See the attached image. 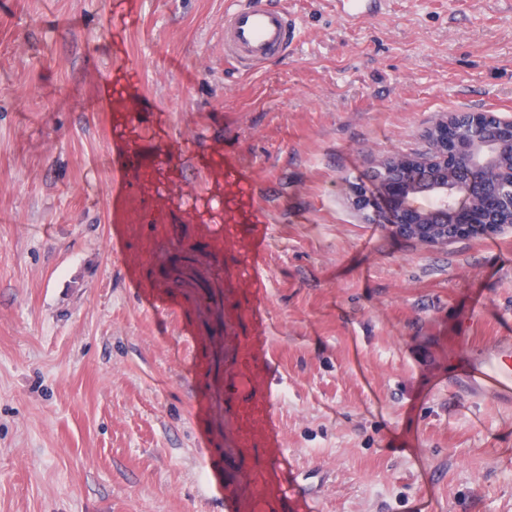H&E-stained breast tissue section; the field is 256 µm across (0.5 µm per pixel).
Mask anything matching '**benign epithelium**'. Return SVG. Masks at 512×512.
<instances>
[{
  "label": "benign epithelium",
  "mask_w": 512,
  "mask_h": 512,
  "mask_svg": "<svg viewBox=\"0 0 512 512\" xmlns=\"http://www.w3.org/2000/svg\"><path fill=\"white\" fill-rule=\"evenodd\" d=\"M425 141L423 151L377 160V169L389 173L385 187L399 201L382 223L430 247L511 228L512 121L489 113H448L427 129ZM453 145L456 161L450 167ZM412 195L432 196L439 206L411 205Z\"/></svg>",
  "instance_id": "obj_1"
}]
</instances>
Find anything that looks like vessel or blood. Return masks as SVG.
I'll return each instance as SVG.
<instances>
[{
    "instance_id": "1",
    "label": "vessel or blood",
    "mask_w": 512,
    "mask_h": 512,
    "mask_svg": "<svg viewBox=\"0 0 512 512\" xmlns=\"http://www.w3.org/2000/svg\"><path fill=\"white\" fill-rule=\"evenodd\" d=\"M340 16L357 23L379 15L386 0H338ZM296 44V26L285 0H225L224 56L250 71L272 58H284ZM473 388L512 401V346L490 351L473 367Z\"/></svg>"
}]
</instances>
